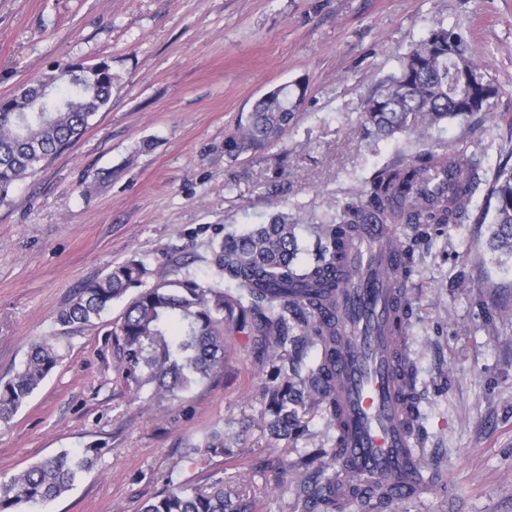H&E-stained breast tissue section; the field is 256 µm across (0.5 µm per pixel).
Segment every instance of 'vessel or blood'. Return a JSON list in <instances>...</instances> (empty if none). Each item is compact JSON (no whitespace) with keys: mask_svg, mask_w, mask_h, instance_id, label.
Masks as SVG:
<instances>
[{"mask_svg":"<svg viewBox=\"0 0 512 512\" xmlns=\"http://www.w3.org/2000/svg\"><path fill=\"white\" fill-rule=\"evenodd\" d=\"M390 235V225H362L349 245L346 272L352 285L337 289L329 312L343 334L335 360L341 380L336 446L358 495L373 503L413 498L424 489L414 464L417 408L398 384L401 345L394 331L406 301L384 275L403 264L401 253L387 245Z\"/></svg>","mask_w":512,"mask_h":512,"instance_id":"vessel-or-blood-1","label":"vessel or blood"}]
</instances>
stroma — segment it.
Segmentation results:
<instances>
[{
	"mask_svg": "<svg viewBox=\"0 0 512 512\" xmlns=\"http://www.w3.org/2000/svg\"><path fill=\"white\" fill-rule=\"evenodd\" d=\"M470 37L500 92L419 143L378 139L361 102L438 25ZM108 61L112 97L74 146L0 199V377L58 333L61 364L0 423V476L86 443L106 450L44 512H140L168 475L223 480L258 512H304L283 471L335 436L303 408L277 439L262 392L268 361L252 327H229L223 373L186 398L142 407L112 334L123 303L89 330L54 318L78 288L130 258L208 279L225 233L279 214L305 254L386 163L475 151L481 182L460 223L426 230L409 283V356L421 396L427 484L384 512H512V259L489 247L490 190L512 156V0H0V97L58 63ZM305 100L275 144L229 159L224 141L271 88ZM245 429L231 455L191 451L212 429Z\"/></svg>",
	"mask_w": 512,
	"mask_h": 512,
	"instance_id": "stroma-1",
	"label": "stroma"
}]
</instances>
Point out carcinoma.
Here are the masks:
<instances>
[{
	"label": "carcinoma",
	"mask_w": 512,
	"mask_h": 512,
	"mask_svg": "<svg viewBox=\"0 0 512 512\" xmlns=\"http://www.w3.org/2000/svg\"><path fill=\"white\" fill-rule=\"evenodd\" d=\"M112 68L101 61L77 69L60 65L35 85L22 84L0 99V199L17 181L34 175L41 163L78 141L112 95ZM497 88L473 57L467 36L455 26H438L400 57L398 70L363 102L364 125L382 138L407 134L425 139L452 120L489 114ZM305 86L278 85L258 99L245 121L224 141V153L235 158L272 144L288 130L303 103ZM478 166L468 147L446 155L419 153L406 165L385 167L359 199L347 203L330 224L318 228L311 260H298L297 225L278 215L243 234L226 233L212 251V275L201 281L189 274L170 278L142 261L112 264L104 275L77 290L56 321L62 327L87 328L112 304L128 298L117 326L123 370L144 402L175 401L224 371V330L228 324L253 322L271 363L263 393L267 427L274 437L301 431L297 408L316 406L336 423V371L332 362L340 343L336 326L317 315L333 300L336 289L349 284L336 278L345 248L356 226L375 218L383 224H455L468 210L479 185ZM495 199L489 237L492 251L512 257V168H500L491 188ZM406 265L388 274L392 287H408L416 241L391 238ZM312 336L320 348L315 368L296 381L282 374L291 331L289 321ZM56 336H42L30 346L19 368L0 380V421L9 422L58 366ZM405 388L415 390L414 366L405 356L399 363ZM243 433L232 437L212 430L192 451L209 459L223 457ZM105 446L90 442L81 452L43 458L0 479V512H36L69 492ZM336 449L320 448L292 469L304 494L306 512H336V477L318 481L334 468ZM142 512H255L254 502L224 491L215 480L201 486L175 482L145 503Z\"/></svg>",
	"instance_id": "obj_1"
}]
</instances>
